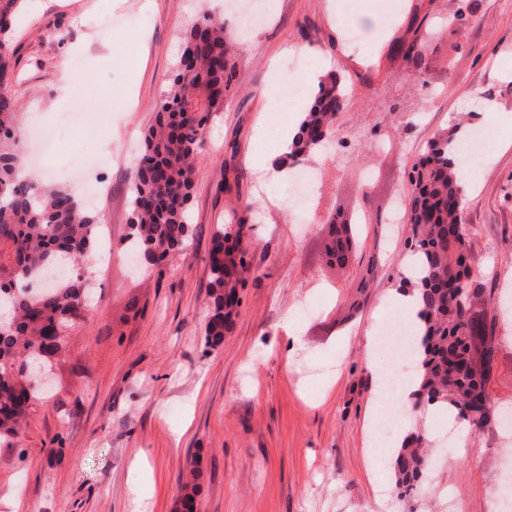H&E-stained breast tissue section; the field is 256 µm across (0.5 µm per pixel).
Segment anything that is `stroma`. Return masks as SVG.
<instances>
[{"label": "stroma", "instance_id": "35a3bbf8", "mask_svg": "<svg viewBox=\"0 0 512 512\" xmlns=\"http://www.w3.org/2000/svg\"><path fill=\"white\" fill-rule=\"evenodd\" d=\"M228 2L27 0L20 13L9 92L21 130L54 126L63 112L72 121L56 128L37 172L60 185L63 170L102 156L88 177L108 189L93 206L112 253L86 259L88 316L54 359V389L33 405L19 444H0V512L15 499L23 512H176L193 470L198 512H442L447 493L458 512H503L492 496L499 437L489 432L465 447L434 444L418 497L381 500L392 476L372 462L370 367L409 258L410 226L394 222V204L427 143L467 103L474 124L498 134L465 179L470 265L488 287L512 289V0H351L385 28L379 41L361 30L357 43L331 0H276L246 33ZM201 10L223 21L236 80L196 163L186 246L136 275L124 250L134 158ZM131 37L141 46L132 68L122 59ZM414 39L425 44L418 77L398 51ZM287 47L310 62L300 74L309 92L332 70L350 88L336 151L320 160L315 201L299 218L287 183L255 162L276 151L264 131L292 77ZM75 58L81 84L68 96ZM358 205L381 223L363 233L359 265L330 267L324 223ZM243 213L250 272L232 328L211 345V237ZM322 366L305 389L303 374Z\"/></svg>", "mask_w": 512, "mask_h": 512}]
</instances>
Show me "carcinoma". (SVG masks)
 Wrapping results in <instances>:
<instances>
[{"label":"carcinoma","mask_w":512,"mask_h":512,"mask_svg":"<svg viewBox=\"0 0 512 512\" xmlns=\"http://www.w3.org/2000/svg\"><path fill=\"white\" fill-rule=\"evenodd\" d=\"M24 0H0V442L17 440L33 402L39 400L23 367L46 370L62 353L68 331L85 318L87 280L83 260L99 245L100 219L66 187L46 186L23 174L20 117L7 94L13 73L14 18ZM168 89L157 104L155 124L145 135L131 186L132 250L153 251L157 265L189 237L188 201L196 160L207 147V123L224 109L234 84L224 23L204 12L182 34ZM401 53L415 67L423 44L413 40ZM347 97L336 72L320 80L301 118L286 158L314 155L330 136ZM470 130L457 123L431 141L413 164L406 206L412 265L400 287L418 296L416 361L418 384L413 410L425 417L445 407L474 433L492 431L488 392L501 337L492 290L466 264L469 228L466 185L459 175V146ZM359 212L342 215L349 233L340 246L325 244L327 263L340 269L361 239ZM235 233L218 226L209 252L212 311L205 328L211 344L224 338L232 312L224 296L235 297L249 272ZM425 429L417 424L392 454L398 497L418 493L428 473Z\"/></svg>","instance_id":"obj_1"}]
</instances>
